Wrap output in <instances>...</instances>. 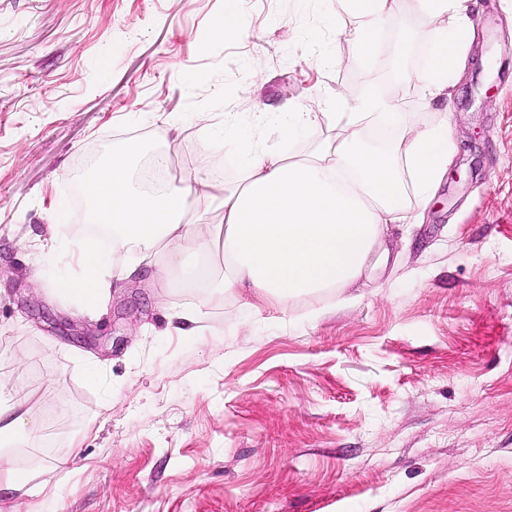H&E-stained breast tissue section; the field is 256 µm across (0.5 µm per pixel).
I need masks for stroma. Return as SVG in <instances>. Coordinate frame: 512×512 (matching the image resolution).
<instances>
[{"instance_id": "stroma-1", "label": "stroma", "mask_w": 512, "mask_h": 512, "mask_svg": "<svg viewBox=\"0 0 512 512\" xmlns=\"http://www.w3.org/2000/svg\"><path fill=\"white\" fill-rule=\"evenodd\" d=\"M0 0V405L27 400L38 471L20 512H512V0H468L448 96L390 62L431 53L416 0H398L362 61L335 0ZM208 34L210 46L198 38ZM399 90L387 150L447 121L452 158L414 224L384 233L366 281L256 310L233 291L171 288L143 270L88 312L54 291L55 205L91 152L174 153V180L240 181L233 115L291 155L290 105ZM264 113L252 127V113ZM209 125L211 139L198 137ZM203 304L200 323L176 313ZM70 460L68 473L53 470Z\"/></svg>"}]
</instances>
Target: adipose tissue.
<instances>
[{
	"instance_id": "1",
	"label": "adipose tissue",
	"mask_w": 512,
	"mask_h": 512,
	"mask_svg": "<svg viewBox=\"0 0 512 512\" xmlns=\"http://www.w3.org/2000/svg\"><path fill=\"white\" fill-rule=\"evenodd\" d=\"M339 2L361 18L356 37L362 57L371 59L396 0ZM466 29L462 21L435 36L426 67L414 75L429 96L448 88ZM327 119L333 134L297 157L258 146L246 133L225 135L243 168L232 187L199 177L181 190H137L130 151L112 150L86 184L91 221L111 228L112 246L104 251L94 239L74 241L70 257L81 274L59 277L56 290L98 307L111 279L130 278L157 255L163 258L158 278L174 287L236 290L262 305L355 282L380 244L383 225L402 220L405 187L420 204L430 201L448 168V124L416 128L399 156L362 145L364 121L403 124L398 101L371 91L353 105L340 94ZM202 214L208 223H199ZM118 254L124 264H115ZM215 254L223 272L211 263ZM34 429L24 402L0 406V487L26 494L37 487L36 475L16 469L9 455L18 437Z\"/></svg>"
}]
</instances>
